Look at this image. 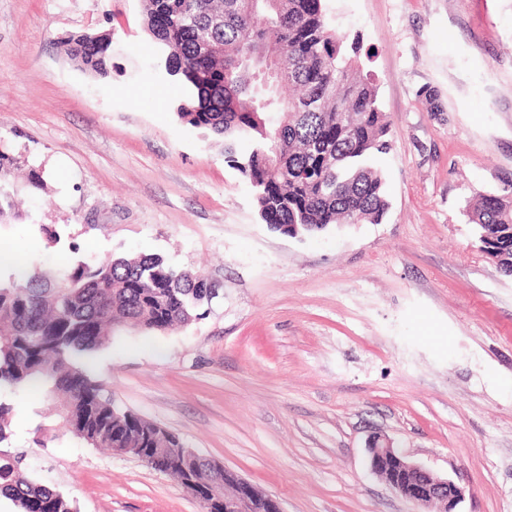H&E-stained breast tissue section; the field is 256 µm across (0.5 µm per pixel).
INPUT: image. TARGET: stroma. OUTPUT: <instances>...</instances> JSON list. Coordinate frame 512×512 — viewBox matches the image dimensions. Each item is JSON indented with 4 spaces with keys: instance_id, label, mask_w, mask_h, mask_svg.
<instances>
[{
    "instance_id": "obj_1",
    "label": "stroma",
    "mask_w": 512,
    "mask_h": 512,
    "mask_svg": "<svg viewBox=\"0 0 512 512\" xmlns=\"http://www.w3.org/2000/svg\"><path fill=\"white\" fill-rule=\"evenodd\" d=\"M325 5L370 54L390 122L382 223L305 238L263 224L222 144L178 119L140 0H0V152L20 211L0 252L31 244L28 262L56 272L144 254L205 274L218 296L190 325L119 332L85 365L116 407L284 512H413L366 464L376 435L462 485L459 512H512V279L468 216L479 196L512 197V0ZM83 33L111 34L110 79L67 58ZM12 403L0 450L77 512H202L133 456L63 432L34 446L41 395Z\"/></svg>"
}]
</instances>
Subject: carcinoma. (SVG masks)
Instances as JSON below:
<instances>
[{"instance_id":"cac0c4a2","label":"carcinoma","mask_w":512,"mask_h":512,"mask_svg":"<svg viewBox=\"0 0 512 512\" xmlns=\"http://www.w3.org/2000/svg\"><path fill=\"white\" fill-rule=\"evenodd\" d=\"M160 64L178 76L177 116L224 139V161L255 190L273 230L311 235L331 224H379L388 201L368 161L390 149L378 87L361 60L360 38L329 28L323 0H141ZM173 14L180 34L155 28ZM208 47L212 67L196 72ZM109 40L67 42L74 63L111 76ZM479 242L490 237L502 275L512 278V199L486 195L470 212ZM213 298L199 270H175L155 255L79 260L56 276L37 266L0 281V395L37 391L58 403L63 424L88 445L112 448L120 432L147 449V464L182 480L191 469L209 484L206 512H224V470L186 453L176 435L114 407L83 359L123 328L164 330L197 318ZM11 404L0 399V444ZM23 454L0 453V497L15 512H77L69 498L31 480Z\"/></svg>"}]
</instances>
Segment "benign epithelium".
Listing matches in <instances>:
<instances>
[{
    "instance_id": "benign-epithelium-1",
    "label": "benign epithelium",
    "mask_w": 512,
    "mask_h": 512,
    "mask_svg": "<svg viewBox=\"0 0 512 512\" xmlns=\"http://www.w3.org/2000/svg\"><path fill=\"white\" fill-rule=\"evenodd\" d=\"M370 470L382 477L390 489L410 501L414 512H457L464 488L450 478L438 477L411 461L386 436H374L367 446ZM226 512H284L273 496L257 490L237 472L224 469Z\"/></svg>"
}]
</instances>
